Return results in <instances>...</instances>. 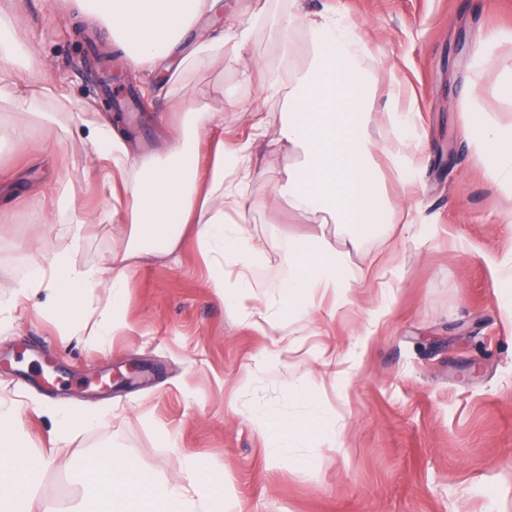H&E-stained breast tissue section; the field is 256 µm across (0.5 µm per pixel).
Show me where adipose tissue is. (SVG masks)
<instances>
[{
    "instance_id": "obj_1",
    "label": "adipose tissue",
    "mask_w": 512,
    "mask_h": 512,
    "mask_svg": "<svg viewBox=\"0 0 512 512\" xmlns=\"http://www.w3.org/2000/svg\"><path fill=\"white\" fill-rule=\"evenodd\" d=\"M74 7L109 27L132 67L148 64L168 72L167 86L154 85L150 91L172 106L193 95L192 67L213 58L223 59L230 68L239 66L256 27L270 25L286 57L294 51L296 32L305 31L310 59L286 74L265 72L263 63L255 62L283 108L275 118L265 101L240 104V111L251 118L249 139L232 144L213 139V130L224 126L223 112H189L186 136L149 164L130 151L119 123L103 119L93 109L82 112L79 121L91 145L93 168L112 198V221L129 225V237L113 248L110 266L78 264L74 251L85 225L96 218L58 202L55 212L42 215L41 221L71 225L70 241L35 258L17 297L49 292L65 327L104 345L119 328L112 303L121 297L135 258L174 251L193 224L209 260L213 288L227 306H246L261 289L287 293L292 314L319 295L345 303L365 279L350 265L347 253L322 236L290 239L275 245L277 261L272 264L243 224L251 186L259 179L274 186L289 213L318 214L323 223L344 224L358 234L372 233L382 223L381 164L402 174L423 145L417 135L408 133L405 113L394 110L389 113L392 136L375 137L374 90L356 27L331 16L312 18L300 10L272 20L257 13L249 23L225 30L200 27L203 18L222 13V0H74ZM16 9L15 0H0V104L19 113L7 134L23 144L36 124L50 120L52 108L66 105L68 97L64 87L52 81L35 92L18 81V63L34 69L40 59L26 29L15 21ZM190 29L195 32L194 45L187 54H179ZM465 120L481 127L471 143L473 150L488 161L496 179L512 186V126L481 123L474 112ZM273 123L278 126V142L288 144L295 155L284 175L258 163ZM97 289L102 295L93 307L88 296ZM19 406L16 400H0V512H64L39 496L40 478L52 459L29 448ZM68 468L84 489L79 512H196L184 492L188 486L206 500L207 512H243L240 502L225 497L220 473L203 474L192 465L186 467L182 485L148 481L133 460L109 453L70 459Z\"/></svg>"
}]
</instances>
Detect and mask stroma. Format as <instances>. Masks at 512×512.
Returning <instances> with one entry per match:
<instances>
[{
  "mask_svg": "<svg viewBox=\"0 0 512 512\" xmlns=\"http://www.w3.org/2000/svg\"><path fill=\"white\" fill-rule=\"evenodd\" d=\"M310 10L357 25L367 68L381 88L399 81L396 105L410 113L426 144L406 173L419 186L418 227L385 224L354 237L319 216L299 219L272 186L257 182L248 205L247 233L265 244L318 234L349 254L371 277L349 304L311 308L318 324L282 319L280 296L255 301L265 324L250 325L214 293L194 236L173 254L143 256L114 310L127 323L106 349L65 331L39 294L0 313V357L36 350L65 380L54 396L38 383L19 387L0 364V398L21 400L23 426L34 447L57 448L40 480L43 497L69 503L77 496L65 469L73 457L100 449L135 459L151 480L183 477V457L199 470L224 474V494L244 512H512V320L503 308L512 293V207L474 154L463 113L491 124H512V42L474 66L483 35L512 33V0H306ZM66 0H25L22 20L41 52L38 71L21 67L30 88L65 81L71 101L57 122L37 126L35 141H0V182L13 192L0 201V297L27 275L38 250L55 247L69 231L44 224L55 208L60 180L76 207L102 215L85 228L75 257L104 265L128 225L104 218L111 201L86 155L82 108L101 109L100 75L86 64L87 38L120 56L93 22L68 30ZM307 37L295 36L282 57L270 29L256 30L249 59L286 72L307 60ZM388 69H380V62ZM194 110H225L224 141H242L249 125L229 106L262 92L256 72L229 70L214 59L191 76ZM148 99L129 124L132 146L155 159L179 136L181 115ZM392 289L385 298L384 289ZM143 366L131 385L103 390L97 374ZM340 407L341 448L312 436L274 450L253 428L257 416H309L315 403ZM102 409L89 428L57 444L59 408Z\"/></svg>",
  "mask_w": 512,
  "mask_h": 512,
  "instance_id": "35a3bbf8",
  "label": "stroma"
}]
</instances>
